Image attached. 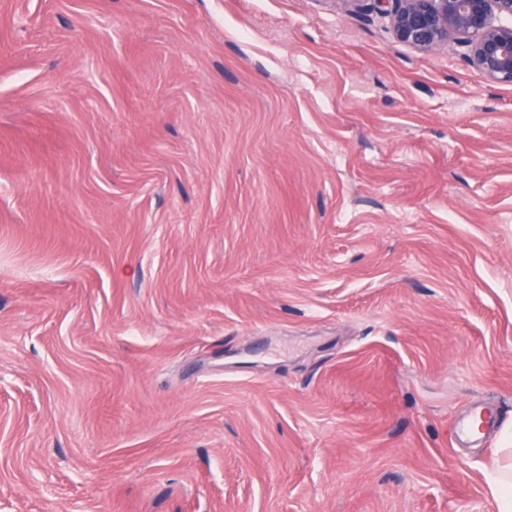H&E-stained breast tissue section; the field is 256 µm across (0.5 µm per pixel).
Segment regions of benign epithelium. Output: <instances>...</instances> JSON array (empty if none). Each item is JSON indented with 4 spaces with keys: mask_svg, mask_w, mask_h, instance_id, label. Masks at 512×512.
<instances>
[{
    "mask_svg": "<svg viewBox=\"0 0 512 512\" xmlns=\"http://www.w3.org/2000/svg\"><path fill=\"white\" fill-rule=\"evenodd\" d=\"M395 41L434 51L453 40L491 84L512 85V0H375Z\"/></svg>",
    "mask_w": 512,
    "mask_h": 512,
    "instance_id": "7a95c632",
    "label": "benign epithelium"
}]
</instances>
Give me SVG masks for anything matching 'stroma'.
<instances>
[{
    "instance_id": "stroma-1",
    "label": "stroma",
    "mask_w": 512,
    "mask_h": 512,
    "mask_svg": "<svg viewBox=\"0 0 512 512\" xmlns=\"http://www.w3.org/2000/svg\"><path fill=\"white\" fill-rule=\"evenodd\" d=\"M511 442L512 86L374 0H0V512H498ZM477 420H479L478 429L482 432V436L477 437L473 422L468 421L455 424V436L459 439L467 437L472 442H476L494 432L500 424L498 412L490 408L482 409ZM507 452L508 463L493 467L485 475L487 487L498 504L499 512L512 511V448H501Z\"/></svg>"
}]
</instances>
